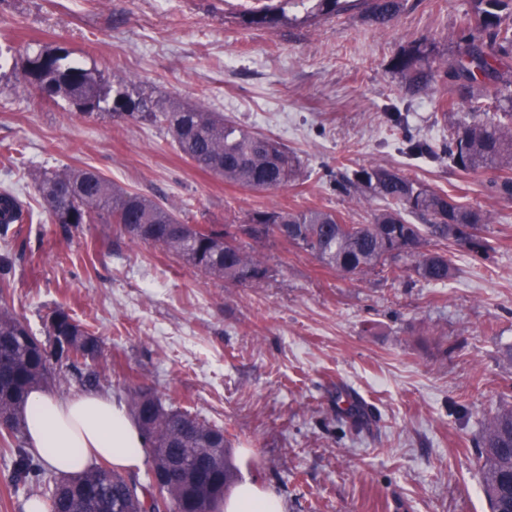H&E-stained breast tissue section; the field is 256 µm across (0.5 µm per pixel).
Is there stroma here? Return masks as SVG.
Returning <instances> with one entry per match:
<instances>
[{
    "mask_svg": "<svg viewBox=\"0 0 512 512\" xmlns=\"http://www.w3.org/2000/svg\"><path fill=\"white\" fill-rule=\"evenodd\" d=\"M253 0H0V188L31 220L12 225L0 255L13 262L11 305L36 336L66 308L99 340L96 388L128 402L148 388L223 428L239 479L273 490L288 512H489L475 443L512 403V199L491 192L492 168L413 160L406 138L442 146L470 120L443 111L445 81L404 91L396 56L422 44L433 66L452 56L475 0H405L386 25L361 9L308 15L293 0L274 27L244 21ZM65 46L105 85L184 106L202 104L295 151L299 182L252 192L185 159L156 127L78 115L21 80L26 55ZM404 170L484 211L483 259L429 243L455 272L432 284L400 256L401 279L376 267L348 277L281 240L246 241L270 268L233 286L112 224L52 223L44 171L92 168L175 209L188 224H238L258 205L325 208L365 224L376 200L336 181L347 170ZM371 415L357 430L349 403ZM0 447V512H24L54 473L12 485Z\"/></svg>",
    "mask_w": 512,
    "mask_h": 512,
    "instance_id": "obj_1",
    "label": "stroma"
}]
</instances>
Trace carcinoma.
Here are the masks:
<instances>
[{
	"label": "carcinoma",
	"mask_w": 512,
	"mask_h": 512,
	"mask_svg": "<svg viewBox=\"0 0 512 512\" xmlns=\"http://www.w3.org/2000/svg\"><path fill=\"white\" fill-rule=\"evenodd\" d=\"M505 0H476L473 13L461 18L467 32L456 53L439 68L428 62L420 44L395 58L393 69L405 81L406 93L417 97L427 93L435 81H448V109L470 105L475 112L451 135L443 153L460 170L494 167L499 177L491 183L494 192L512 198V99L502 111L485 117L477 112L483 101H499L503 90L512 86V67L502 60L512 56V24L502 23L500 9ZM367 4L369 18L384 25L403 8L404 0H314L310 13L331 16ZM288 0L266 5L246 14L248 24L273 27L286 16ZM63 46L43 50L26 58L24 84H40V94L68 101L77 112L112 109L125 120L147 123L172 132L179 151L197 167L225 182L249 191H275L299 180L300 165L287 147L248 131L204 105L183 107L170 100L133 97L125 83L110 91L94 72L69 59ZM337 187L361 188L383 202L369 224H348L338 214L323 208L288 210L273 206L247 212L237 232L229 225H186L181 234L172 226L181 218L168 207L139 193L124 192L94 169H62L44 175L39 182L43 194L62 192L58 206L50 210L53 223L74 228L82 224H116L132 241L139 238L131 225L151 228L150 244L175 254L185 264L212 277L238 285H258L269 277V267L245 249L241 236L254 241L282 239L301 248L327 267L345 275H360L403 253L417 256L415 274L428 283H443L452 275L448 256L423 252L431 241L453 240L476 256L485 258L493 250L490 241L476 234L488 216L466 206L446 192L432 190L405 172L381 166L343 175ZM415 217L414 224L409 217ZM27 215L17 196L8 188L0 191V234L11 224L25 223ZM11 261L0 256V360L10 364L11 373L0 379V414L8 418L25 405L37 387H44L52 374L53 355L40 351L37 337L10 308ZM46 335L69 337L65 360H93L99 353L95 336L63 307L51 310L45 320ZM130 412L145 435L154 467L164 457L175 458L178 449L189 448L198 460L211 456V449H224V469L206 468L199 474L209 495L198 499L182 495L173 502L168 490L150 492L142 500L118 472L96 466L80 475L84 491L74 492L65 478L53 479L45 499L48 512H111L117 496L129 500L139 512H217L225 489L234 481L237 469L228 441L212 425L186 410L165 402L155 393L135 389ZM0 443L15 456L14 478L25 481L38 468L36 458L23 446L21 423L0 430ZM483 489L490 512L505 508L501 477L512 471V406L502 407L485 425L478 442Z\"/></svg>",
	"instance_id": "cac0c4a2"
}]
</instances>
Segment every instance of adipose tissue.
<instances>
[{"mask_svg": "<svg viewBox=\"0 0 512 512\" xmlns=\"http://www.w3.org/2000/svg\"><path fill=\"white\" fill-rule=\"evenodd\" d=\"M24 433L32 453L60 476L81 474L107 461L119 470L141 468L146 440L125 405L93 391L54 397L44 390L30 393L22 412ZM222 512H286L274 491L246 480L224 497Z\"/></svg>", "mask_w": 512, "mask_h": 512, "instance_id": "obj_1", "label": "adipose tissue"}]
</instances>
